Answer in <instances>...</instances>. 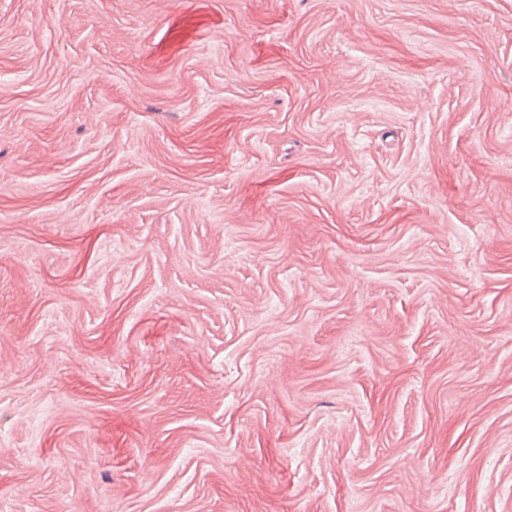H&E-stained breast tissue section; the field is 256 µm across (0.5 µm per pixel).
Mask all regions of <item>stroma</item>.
I'll return each mask as SVG.
<instances>
[{"mask_svg":"<svg viewBox=\"0 0 512 512\" xmlns=\"http://www.w3.org/2000/svg\"><path fill=\"white\" fill-rule=\"evenodd\" d=\"M0 512H512V0H0Z\"/></svg>","mask_w":512,"mask_h":512,"instance_id":"35a3bbf8","label":"stroma"}]
</instances>
